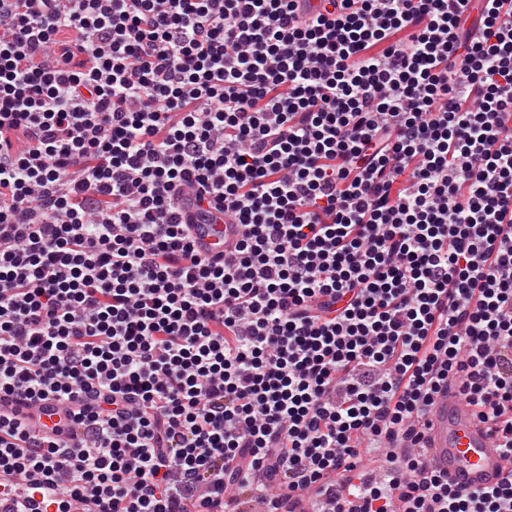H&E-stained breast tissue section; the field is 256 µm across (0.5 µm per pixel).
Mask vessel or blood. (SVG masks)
Wrapping results in <instances>:
<instances>
[{
  "label": "vessel or blood",
  "instance_id": "obj_1",
  "mask_svg": "<svg viewBox=\"0 0 512 512\" xmlns=\"http://www.w3.org/2000/svg\"><path fill=\"white\" fill-rule=\"evenodd\" d=\"M200 253L217 256L227 252L239 229L216 219L193 227ZM427 458L458 487L477 490L501 484L512 462L497 448L485 426L474 416L457 385L444 388L436 397L427 429Z\"/></svg>",
  "mask_w": 512,
  "mask_h": 512
}]
</instances>
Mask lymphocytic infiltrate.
I'll use <instances>...</instances> for the list:
<instances>
[{"label": "lymphocytic infiltrate", "mask_w": 512, "mask_h": 512, "mask_svg": "<svg viewBox=\"0 0 512 512\" xmlns=\"http://www.w3.org/2000/svg\"><path fill=\"white\" fill-rule=\"evenodd\" d=\"M328 3L0 0L12 512H512L425 460L455 383L512 461V0ZM213 224H195L193 234L196 248L208 256L224 255L241 231L236 224H224V218L212 221Z\"/></svg>", "instance_id": "lymphocytic-infiltrate-1"}]
</instances>
